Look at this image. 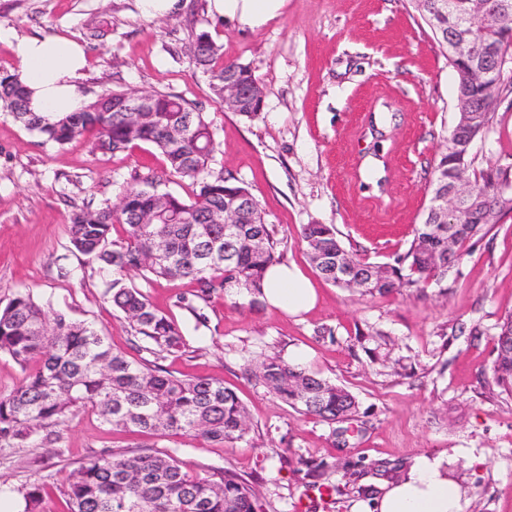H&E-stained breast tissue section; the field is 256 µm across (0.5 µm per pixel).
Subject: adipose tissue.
I'll return each instance as SVG.
<instances>
[{
    "label": "adipose tissue",
    "instance_id": "ef3b65f1",
    "mask_svg": "<svg viewBox=\"0 0 512 512\" xmlns=\"http://www.w3.org/2000/svg\"><path fill=\"white\" fill-rule=\"evenodd\" d=\"M213 16L249 27L275 18L283 0H209ZM21 78L30 94L31 111L48 117L81 111L86 103L78 79L85 65L82 47L63 36H47L18 42ZM264 298L273 308L296 315L309 311L316 293L302 272L275 265L265 276ZM461 488L448 479L442 457H416L398 482L384 485L375 500V512H466Z\"/></svg>",
    "mask_w": 512,
    "mask_h": 512
}]
</instances>
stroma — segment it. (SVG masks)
<instances>
[{
    "instance_id": "1",
    "label": "stroma",
    "mask_w": 512,
    "mask_h": 512,
    "mask_svg": "<svg viewBox=\"0 0 512 512\" xmlns=\"http://www.w3.org/2000/svg\"><path fill=\"white\" fill-rule=\"evenodd\" d=\"M0 74L22 68L15 41L56 34L80 42L88 100L130 89L182 95L212 122L218 164L248 185L274 229L284 263L318 299L291 316L218 293L205 322L177 304L186 279H129L183 331L185 352L160 359L178 376L224 382L246 405V440L224 445L178 432L115 431L79 412L57 447L0 450V488L12 501L42 485L60 512L71 470L115 449L169 450L191 472L246 478L267 512H358L375 484L402 475L421 454L442 456L467 494V512H512V396L489 385L496 327L512 312V212L464 246L444 288L360 295L326 282L299 230L335 225L347 249L389 262L408 248L428 204L430 164L457 111L456 76L409 0H283L276 18L250 29L213 17L208 0H183L169 16L143 18L137 0H0ZM209 32L225 59L250 66L264 92L259 118L224 111L190 52ZM386 123L383 183L364 188L371 120ZM479 165H512V106L501 104L476 146ZM163 156L139 143L114 155L80 137L56 147L0 112V307L19 291L102 329L132 351L133 333L103 300L102 276L73 249L70 213L117 202L126 182L161 172ZM296 348L309 370L345 386L359 413L346 438L249 379L245 362ZM323 465L342 491L319 498L309 467Z\"/></svg>"
}]
</instances>
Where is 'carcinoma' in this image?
<instances>
[{
    "label": "carcinoma",
    "mask_w": 512,
    "mask_h": 512,
    "mask_svg": "<svg viewBox=\"0 0 512 512\" xmlns=\"http://www.w3.org/2000/svg\"><path fill=\"white\" fill-rule=\"evenodd\" d=\"M413 5L455 71L457 94L483 111L481 127L474 131L476 138H482L492 125L494 109L483 86L465 79L473 61L448 55V36L432 17L433 0H413ZM461 33L473 40L478 55L492 47L512 59V40L504 39L503 30L469 23ZM193 53L218 95L223 92L224 72L232 66L243 80H255L250 67L224 61L221 46L206 31L195 35ZM125 96L123 90H108L84 110L50 122L28 108L20 73L0 75V109L49 143L63 146L88 136L94 149L104 154L123 152L141 142L163 155L166 166L161 173L124 186L122 205L77 208L69 216L70 243L107 271L103 297L128 321L135 349L161 356L186 347L185 336L140 288L126 281L127 273L137 271L146 281L191 280L195 290L189 297H179L178 304L204 322V304L214 293L245 294L257 302L264 296L265 269L281 259L251 189L229 173L214 171L220 143L204 114L180 95L156 91L153 111L137 117L118 108ZM463 120L456 113L450 133L443 137L430 187L450 183L464 165L471 171L472 192L483 207L461 213L459 223L446 234L440 233V224L422 220L414 227L409 247L384 264L348 251L334 226L305 224L300 235L310 263L323 279L351 288L324 266L325 260L337 259L362 277L357 292L363 295L419 290L431 284L447 287L448 272L461 260L466 242L486 234L487 224L512 211V192L501 188L509 170L492 165L477 168L475 154L462 158L456 152V140L466 131ZM173 178L192 185L188 198L160 190ZM241 192L250 195L248 217L229 235L224 232V200ZM162 194L168 197L165 208L158 205ZM116 224L124 229L119 240L112 239ZM496 343L492 381L512 396V313L499 323ZM0 353L31 368L23 385L0 397V445L37 441L52 447L60 440V428L80 410L92 412L103 425L157 437L180 431L222 444L241 440L250 430L245 405L223 382L177 377L146 359L116 351L91 323L39 304L27 292H17L0 309ZM243 370L303 415L336 423L357 413L358 402L347 388L278 354L257 364L246 363ZM22 496V512H42L39 485H31ZM64 497L65 512H265L245 479L228 470L217 478L194 475L175 454L159 450H114L91 460L71 474Z\"/></svg>",
    "instance_id": "obj_1"
}]
</instances>
